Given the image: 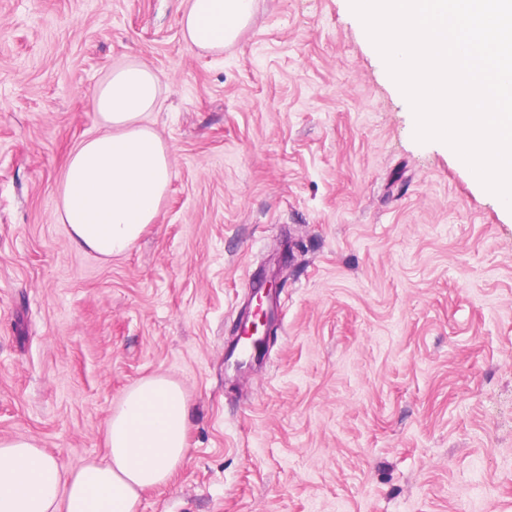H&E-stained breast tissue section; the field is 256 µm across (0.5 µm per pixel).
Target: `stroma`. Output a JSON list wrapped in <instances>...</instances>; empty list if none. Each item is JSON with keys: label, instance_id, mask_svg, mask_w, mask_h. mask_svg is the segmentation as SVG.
<instances>
[{"label": "stroma", "instance_id": "1", "mask_svg": "<svg viewBox=\"0 0 512 512\" xmlns=\"http://www.w3.org/2000/svg\"><path fill=\"white\" fill-rule=\"evenodd\" d=\"M180 0H0V440L77 468L143 378L191 407L139 512H512V209L412 108L349 0H256L223 55ZM140 60L171 147L125 256L56 216L93 93ZM276 276L263 359L224 349Z\"/></svg>", "mask_w": 512, "mask_h": 512}]
</instances>
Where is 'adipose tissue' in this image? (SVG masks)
<instances>
[{
	"label": "adipose tissue",
	"mask_w": 512,
	"mask_h": 512,
	"mask_svg": "<svg viewBox=\"0 0 512 512\" xmlns=\"http://www.w3.org/2000/svg\"><path fill=\"white\" fill-rule=\"evenodd\" d=\"M254 14L255 0H186L182 36L220 55ZM160 92L158 75L136 60L95 90L100 129L71 151L56 190V215L77 248L109 260L157 222L172 176L171 148L146 123ZM189 420L179 385L151 376L112 412L104 459L69 470L32 441L0 440V512H138L142 492L167 484L185 462Z\"/></svg>",
	"instance_id": "adipose-tissue-1"
}]
</instances>
